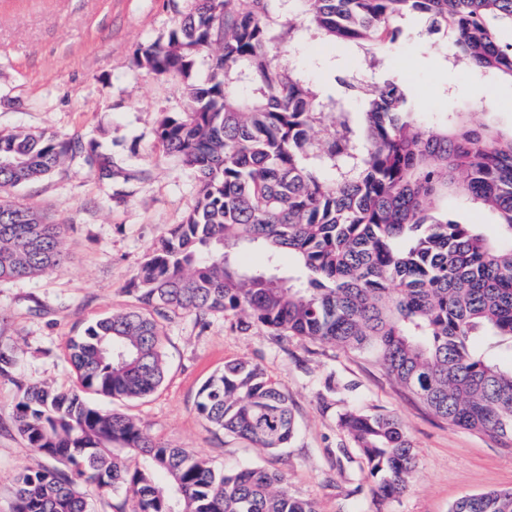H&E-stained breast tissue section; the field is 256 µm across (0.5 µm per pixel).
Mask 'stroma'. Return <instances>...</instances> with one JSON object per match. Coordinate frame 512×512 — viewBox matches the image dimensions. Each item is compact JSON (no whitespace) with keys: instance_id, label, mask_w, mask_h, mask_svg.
<instances>
[{"instance_id":"35a3bbf8","label":"stroma","mask_w":512,"mask_h":512,"mask_svg":"<svg viewBox=\"0 0 512 512\" xmlns=\"http://www.w3.org/2000/svg\"><path fill=\"white\" fill-rule=\"evenodd\" d=\"M185 7L184 0H0V132L92 140L132 175L125 183L103 182L73 157L13 192L18 203L66 225L67 258L57 273L0 283V347L17 360L13 377H0V512L14 510L17 474L46 463L17 430L19 385L79 389L67 360L69 338L112 312L138 307L131 285L137 266L194 205L193 175L157 138L161 116L184 109L183 79L136 64L140 47L166 40ZM300 10L298 0L271 4L278 62L297 67L325 99L344 97L334 80L340 69L371 78L355 46L327 42L305 26L289 30V16ZM400 26L398 41L376 55L410 85L424 125L465 110L512 129V83L450 62L446 33L428 35L414 20ZM163 326L161 386L131 402L95 394L90 400L131 417L168 446L193 449L216 470L282 473L289 490L313 498L319 512H448L462 496L512 489V442L434 416L370 355L257 326L242 330L221 313L202 322L179 313ZM234 360L260 365L288 394L297 428L286 448L260 451L198 413L201 385ZM350 409L395 415L406 428L418 466L402 497L375 494L365 460L338 423Z\"/></svg>"}]
</instances>
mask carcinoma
Instances as JSON below:
<instances>
[{"label":"carcinoma","mask_w":512,"mask_h":512,"mask_svg":"<svg viewBox=\"0 0 512 512\" xmlns=\"http://www.w3.org/2000/svg\"><path fill=\"white\" fill-rule=\"evenodd\" d=\"M166 41L143 46L137 65L184 78L185 108L164 114L158 139L193 172L196 199L182 223L138 267L140 306L71 339L85 392L134 400L164 379L160 320L211 312L239 327L298 336L375 358L393 382L449 424L512 439V133L475 112L424 129L409 88L385 72L337 81L364 103L358 115L326 102L296 67L274 62L269 0H191ZM322 37L358 47L394 43L397 22L419 16L427 33L452 31L456 62L512 80V0H300ZM207 58L203 81L193 78ZM80 155L99 179H129L94 141L0 133V191L54 174ZM460 196L489 212L491 238L441 203ZM65 228L0 198V281L59 272ZM259 249L260 266L244 262ZM218 430L277 451L295 432L288 396L263 368L227 362L198 391ZM19 434L53 462L15 479L14 512H92L81 482L123 489L131 512H318L260 468L218 473L209 459L155 441L132 418L79 393L21 389ZM339 422L377 492L409 488L416 460L393 415L350 409ZM142 464L130 467L127 459ZM449 512H512V489L457 499Z\"/></svg>","instance_id":"cac0c4a2"}]
</instances>
